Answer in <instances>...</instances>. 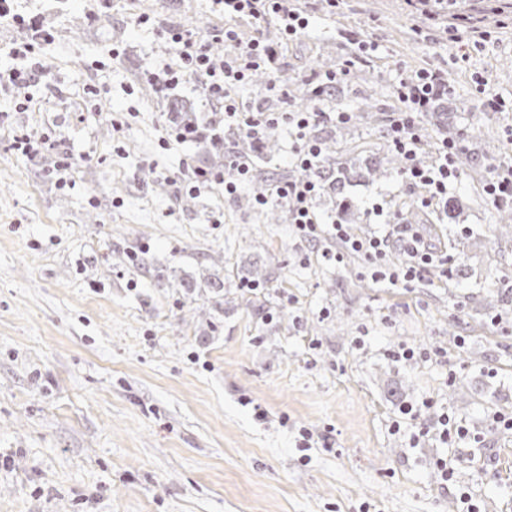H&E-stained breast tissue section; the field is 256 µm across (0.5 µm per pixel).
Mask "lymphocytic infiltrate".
Returning <instances> with one entry per match:
<instances>
[{
    "mask_svg": "<svg viewBox=\"0 0 512 512\" xmlns=\"http://www.w3.org/2000/svg\"><path fill=\"white\" fill-rule=\"evenodd\" d=\"M213 7L225 14L248 21L255 26L275 23L283 39L293 40L309 24L306 10L296 0H211ZM412 10L424 16L430 27L445 34L447 40L468 48L492 37L489 17L502 15L503 7L483 4L482 0H406ZM6 19L24 33L21 41L0 47V90L19 84L42 80L44 71L35 61L36 47L53 42L51 31L44 29L39 12L17 11L0 5V19ZM167 38L175 44L180 63L162 65L147 71L148 81L168 89L178 84L196 81L209 107L206 122L190 120L171 127L169 136L175 142L186 143L209 135L212 144H220L219 130L231 124L254 139H261L273 126L288 129V145L300 170L291 180L274 183L256 202L262 207H286L298 233L308 239L323 237L335 239L340 249L326 253L329 261L338 262L344 253L363 256L368 273L374 281H385L392 286H407L419 278L421 272L433 265L436 257L415 225L404 219L385 222L383 229L373 235L357 238L351 235L342 219L323 223L315 210V199L323 185L316 177L322 156V145L314 128L322 123L341 125L351 115L346 111L328 112L306 107H292L285 112H274L255 107L240 100L238 93L251 81L255 72L275 73L279 68L280 49L277 43L262 38L242 40L232 27L202 34L170 28ZM224 47L222 58H215L212 45ZM449 91L448 73L440 69H421L409 76H397L392 92L399 102L392 112L385 130L388 146L403 159L401 179L417 189L418 204L436 211L448 202V188L460 176L458 155L466 150L465 135L453 138L433 135L426 126V117L434 101ZM432 151L433 164L421 162L424 151ZM251 163L247 158L225 155L224 167L211 170L195 165L185 173L190 192L198 193L219 185L225 194H233L248 180Z\"/></svg>",
    "mask_w": 512,
    "mask_h": 512,
    "instance_id": "f902f5d3",
    "label": "lymphocytic infiltrate"
}]
</instances>
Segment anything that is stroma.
Listing matches in <instances>:
<instances>
[{"label": "stroma", "mask_w": 512, "mask_h": 512, "mask_svg": "<svg viewBox=\"0 0 512 512\" xmlns=\"http://www.w3.org/2000/svg\"><path fill=\"white\" fill-rule=\"evenodd\" d=\"M41 12L54 35L37 53L46 80L0 93V512H462L464 493L475 512H512V432L492 421L512 417V334L490 322L512 289V239L494 233L512 204L493 207L482 189L486 163L512 157V122L474 99L487 75L512 97V30L449 70L428 122L484 130L436 227L448 273L395 288L373 282L359 254L329 263L291 224L264 223L253 188L180 184L184 159L208 153L170 141L168 104L206 106L194 82L145 80L175 60L160 31L233 24L248 40L251 24L207 0H45ZM425 25L403 0H345L284 48L277 79L290 92L319 60L346 58L351 34L385 50L343 85L351 101L372 93L379 119L344 129L338 158L380 162L384 176L321 193L323 221L349 199L353 229L370 234L374 203H413L383 129L390 69L449 58L418 39ZM9 129L56 140L71 186L12 150ZM257 259L272 277L243 287ZM400 345L444 356L398 363L388 352ZM405 405L420 415L401 419ZM443 410L469 441L441 443Z\"/></svg>", "instance_id": "obj_1"}]
</instances>
